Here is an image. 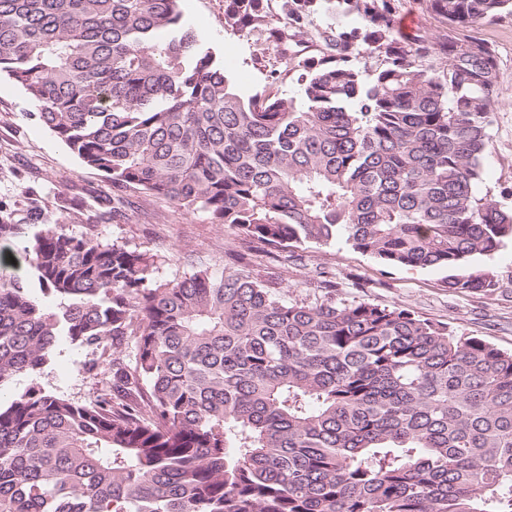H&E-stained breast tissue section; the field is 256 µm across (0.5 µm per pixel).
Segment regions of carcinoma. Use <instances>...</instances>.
I'll use <instances>...</instances> for the list:
<instances>
[{
    "mask_svg": "<svg viewBox=\"0 0 512 512\" xmlns=\"http://www.w3.org/2000/svg\"><path fill=\"white\" fill-rule=\"evenodd\" d=\"M437 37L397 36L391 0H224V24L288 56L324 5L299 97L242 96L181 0H0V73L38 119L128 193L236 229L224 270L156 280L155 256L94 235L0 239L32 275L0 284V388L61 338L95 355L88 403L0 401V512H512V353L400 305L289 301L252 253L344 241L388 267L452 271L512 239L479 195L501 75L470 32L512 0H418ZM381 58L375 69L355 61ZM60 300L48 309L39 295Z\"/></svg>",
    "mask_w": 512,
    "mask_h": 512,
    "instance_id": "1",
    "label": "carcinoma"
}]
</instances>
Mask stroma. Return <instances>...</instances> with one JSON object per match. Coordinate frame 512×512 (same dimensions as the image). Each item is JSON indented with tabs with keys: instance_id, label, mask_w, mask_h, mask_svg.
<instances>
[{
	"instance_id": "35a3bbf8",
	"label": "stroma",
	"mask_w": 512,
	"mask_h": 512,
	"mask_svg": "<svg viewBox=\"0 0 512 512\" xmlns=\"http://www.w3.org/2000/svg\"><path fill=\"white\" fill-rule=\"evenodd\" d=\"M181 10L184 20L223 59L239 93L262 94L273 71L282 67L277 48L225 27L224 0H182ZM473 34L495 46L501 73L478 192L512 207V16L479 26ZM31 109L24 90L1 75L0 201L14 210L16 223L35 224L32 210L37 207L45 224L69 235L91 233L105 243L117 240L158 255L156 278L161 282L200 268L221 272L225 253L240 248L233 230L211 223L207 213L188 214L143 195L137 197L127 219L97 221L96 202L111 197V182L101 172L82 166L52 131L31 117ZM254 261L256 274L281 282L287 299L322 297L321 280L327 277L336 284L337 302L398 304L448 324L456 334L475 336L512 352V240L491 256L472 261L474 267L497 275L500 287L492 294H455L446 286L448 270L388 269L343 243L292 247L275 257L256 255ZM90 358V352L59 341L42 370L15 376L0 396L7 398L35 386L52 395L84 401L97 388L96 378L83 369Z\"/></svg>"
}]
</instances>
